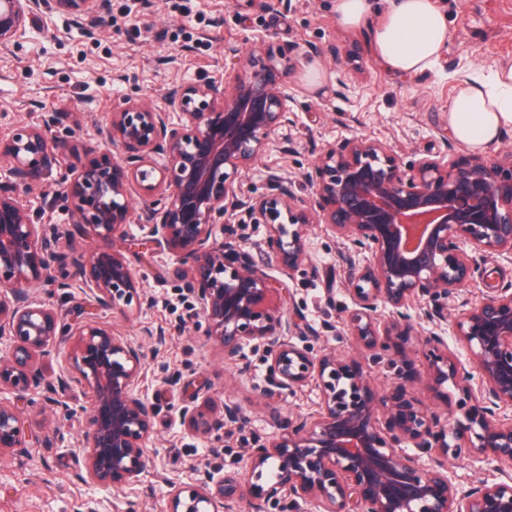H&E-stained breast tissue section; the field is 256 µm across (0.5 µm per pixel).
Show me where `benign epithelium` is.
Listing matches in <instances>:
<instances>
[{"instance_id":"benign-epithelium-1","label":"benign epithelium","mask_w":512,"mask_h":512,"mask_svg":"<svg viewBox=\"0 0 512 512\" xmlns=\"http://www.w3.org/2000/svg\"><path fill=\"white\" fill-rule=\"evenodd\" d=\"M47 4L92 28L104 25V0H0V48ZM289 68L288 57L260 38L233 50L224 75L172 86L163 108L128 97L99 129L119 156L79 169L67 165L72 146L50 134L48 120L0 139V338L12 340L0 357V393L32 388L58 403L72 381L85 383L93 416L79 479L117 491L139 481L157 416L140 389L142 347L90 318L66 321L60 308L29 296L37 285L64 290L77 282L100 307L130 301L141 277L116 242L135 223L147 229L142 245L190 264L189 290L225 358H240L251 343L265 349V396L283 397L311 380L322 392L319 411L288 419L280 434L257 443L243 471L171 485L172 512H228L254 500V512H300L302 502L322 512H512V415L501 414L512 409V289H490L452 323L472 370L462 369L444 337H425L427 385L446 405L445 419L408 396V359L397 344L412 332L408 310L446 322L448 303L483 258L512 259V151L451 162L438 155L408 175L390 146L352 138L320 156L309 177L314 203L298 202L274 173L273 193L247 197L239 172L291 122ZM53 171L72 200L71 220L37 224L17 191ZM132 182L146 196L139 208L128 198ZM242 210L266 225L270 260L290 274L307 261L309 225L324 224L348 243L343 258L355 305L348 331L370 358L388 357L390 388H375L358 359L315 356L289 340L299 330L286 313L290 289L224 234ZM77 235L98 246L68 256L61 243ZM64 347L72 375L46 378L42 361ZM180 418L221 437L240 410L226 403L222 417L210 419L184 407ZM25 451L22 413L0 398V455ZM450 457L494 462L500 476L464 488L448 472Z\"/></svg>"}]
</instances>
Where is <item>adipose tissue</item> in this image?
Returning <instances> with one entry per match:
<instances>
[{
  "instance_id": "ef3b65f1",
  "label": "adipose tissue",
  "mask_w": 512,
  "mask_h": 512,
  "mask_svg": "<svg viewBox=\"0 0 512 512\" xmlns=\"http://www.w3.org/2000/svg\"><path fill=\"white\" fill-rule=\"evenodd\" d=\"M336 21L346 29L372 28V51L391 73L414 75L432 70L447 42L448 17L436 0H389L379 23H371L370 0H336ZM512 125V70L488 81L460 83L448 106V131L463 145L482 150L503 127Z\"/></svg>"
}]
</instances>
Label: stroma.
Listing matches in <instances>:
<instances>
[{
	"label": "stroma",
	"instance_id": "obj_1",
	"mask_svg": "<svg viewBox=\"0 0 512 512\" xmlns=\"http://www.w3.org/2000/svg\"><path fill=\"white\" fill-rule=\"evenodd\" d=\"M448 15V44L433 70L416 75L386 72L372 53L369 28L345 29L335 19V0H106L105 24L97 29L70 16L43 11L8 49L0 50V138L16 124L49 115L55 133L70 141L79 167L110 151L98 130L124 97L163 105L177 83H201L224 71V53L259 37L289 54L285 80L296 98L288 125L274 137L275 149L242 172L243 194L269 193L268 173L281 176L298 198L312 201L306 178L330 145L363 137L389 145L404 169L439 153L457 158L467 146L448 132V105L462 77H482L512 67V0H437ZM320 48L310 57L307 47ZM36 223L65 224L71 203L54 176L24 193ZM309 261L288 279L294 308L317 327L335 331L293 336L313 354L358 358L362 352L347 334L354 309L343 244L324 225L310 227ZM143 272L139 295L105 311L85 289L33 288V298L60 306L66 319L94 317L115 333L142 345L146 354L140 387L158 414L147 445L150 461L137 484L116 492L77 480L85 464L82 446L90 430L91 391L72 384L60 404L49 405L34 389L7 391L23 412L25 454L0 456V512H170L171 483L189 486L207 475L236 471L247 450L279 433L289 417L316 412L320 392L308 383L283 398L264 397L267 361L263 348L248 346L241 360L229 361L207 334L201 309L188 289L186 265L168 252H126ZM512 286V263L491 255L463 295L479 302L488 288ZM404 342L414 381L412 399L427 412L442 402L427 387L428 361L421 339L445 334L448 348L465 367L472 358L450 333L411 318ZM159 328L163 343L145 336ZM235 404L241 418L230 437L217 441L192 431L178 411L197 406L208 415Z\"/></svg>",
	"mask_w": 512,
	"mask_h": 512
}]
</instances>
